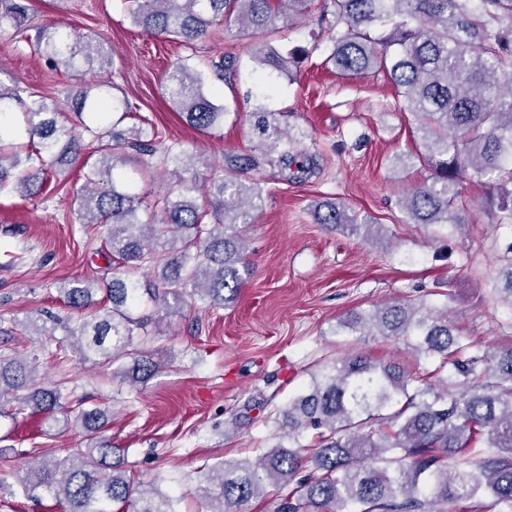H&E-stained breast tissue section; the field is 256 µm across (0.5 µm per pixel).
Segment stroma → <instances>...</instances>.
<instances>
[{
  "instance_id": "1",
  "label": "stroma",
  "mask_w": 512,
  "mask_h": 512,
  "mask_svg": "<svg viewBox=\"0 0 512 512\" xmlns=\"http://www.w3.org/2000/svg\"><path fill=\"white\" fill-rule=\"evenodd\" d=\"M28 3L34 28L0 26V84L17 80L57 97L111 82L135 109L122 129L148 123L163 143L200 156L199 171L206 176L224 175L227 157L252 152L250 114L260 106L282 113L290 130H303L304 146L318 161L316 173L295 181L284 180L265 161L252 171L263 202L245 229L247 269L235 303L192 306L151 321L148 351L160 369L138 387L83 360L58 325L76 316L60 300L58 282L108 277L117 267L103 249L104 227L75 221L82 172L74 167L50 179L38 200L0 195V357L27 361L38 379L62 384L72 399L108 408L107 434L131 479L172 498L177 512H206L209 466L252 459L280 443L281 430L260 405L284 406L309 385L312 373L336 358L354 353L419 372L436 367L434 358L414 352L404 339L339 328L347 314L410 299L447 310L472 351L512 343V307L491 291L512 230L496 226L486 189L470 182L463 185L469 224L448 229L407 223L398 200L429 171L420 164L395 167L393 158L412 151L416 123L386 109L394 90L384 74L342 77L322 67L329 40L315 16L266 37L278 48L317 44L312 68L293 78H264L250 56L254 38L199 46L204 57L230 48L237 58L232 81L206 85L228 112L223 127L204 135L181 120L165 91L171 64L188 54L179 40L144 32L124 0ZM40 24L110 41L116 50L112 67L93 63L74 72L48 64L32 44ZM172 169L161 155H133L124 172L153 200L174 187ZM328 198L373 217L383 244L317 224L313 206ZM29 317L42 318L46 332L25 327ZM13 411L0 404V479L12 483L23 475L29 449L61 456L86 445L78 428L44 427L39 417Z\"/></svg>"
}]
</instances>
